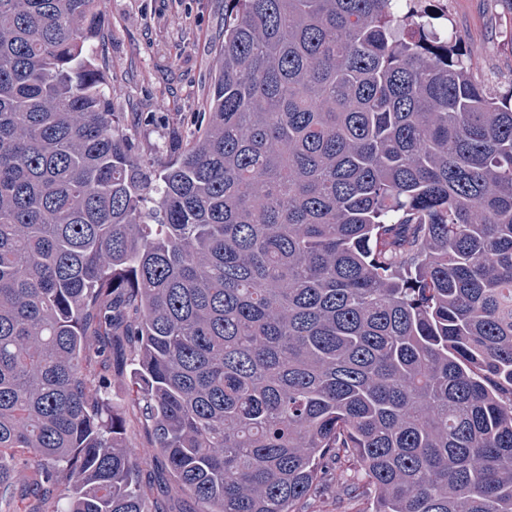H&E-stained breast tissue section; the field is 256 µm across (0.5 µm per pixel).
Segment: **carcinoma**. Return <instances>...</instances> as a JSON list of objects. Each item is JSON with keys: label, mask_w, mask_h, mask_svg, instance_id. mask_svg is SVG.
<instances>
[{"label": "carcinoma", "mask_w": 512, "mask_h": 512, "mask_svg": "<svg viewBox=\"0 0 512 512\" xmlns=\"http://www.w3.org/2000/svg\"><path fill=\"white\" fill-rule=\"evenodd\" d=\"M423 0H224L153 166L101 0H0V512H152L106 339L199 512H512V92Z\"/></svg>", "instance_id": "1"}]
</instances>
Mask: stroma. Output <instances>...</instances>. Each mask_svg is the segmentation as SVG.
Segmentation results:
<instances>
[{"instance_id": "obj_1", "label": "stroma", "mask_w": 512, "mask_h": 512, "mask_svg": "<svg viewBox=\"0 0 512 512\" xmlns=\"http://www.w3.org/2000/svg\"><path fill=\"white\" fill-rule=\"evenodd\" d=\"M444 8L476 79L497 93L512 90V0H444ZM107 35L98 47L112 84V110L136 135L146 160L185 143L204 111L214 50L224 38V0H103ZM131 345L112 340L107 372L111 398L147 463L140 482L157 512H197L171 479L154 437L131 403Z\"/></svg>"}]
</instances>
